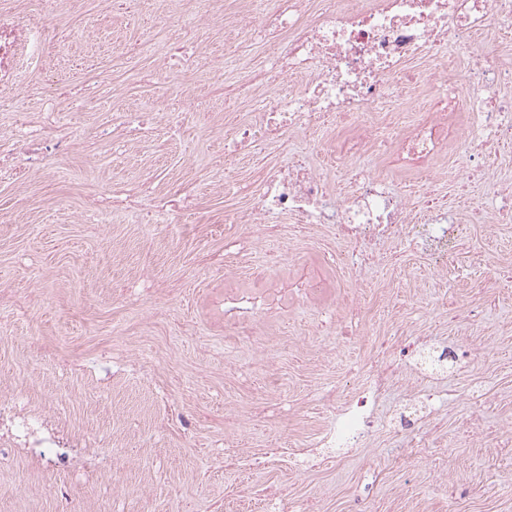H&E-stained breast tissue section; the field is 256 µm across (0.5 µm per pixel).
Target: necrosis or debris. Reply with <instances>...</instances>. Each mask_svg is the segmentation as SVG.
I'll return each mask as SVG.
<instances>
[{
    "label": "necrosis or debris",
    "instance_id": "1",
    "mask_svg": "<svg viewBox=\"0 0 512 512\" xmlns=\"http://www.w3.org/2000/svg\"><path fill=\"white\" fill-rule=\"evenodd\" d=\"M259 3V33L273 54L268 69L244 76L224 92L226 103L258 104L254 122L235 130L233 149L262 141L280 150L286 148L290 130L334 123L343 130L334 150L336 164L348 177L346 196L337 197L309 163L311 153L324 149L319 140L290 152L286 166L271 169L250 190L257 215L267 220L265 232L279 234L276 220L286 216L313 233L335 227L339 237L357 245L405 242L428 256L447 253L455 236L456 208L431 200L418 214L407 216L405 199L413 183L392 193L379 174L357 161L381 157L390 168L425 176L453 150L482 161L512 149V108L492 91L498 64L477 61L466 80L452 72L447 83L431 86L409 68L415 59L448 44L464 45L488 27L512 28V0H321L315 11L309 0ZM64 50L56 26L34 24L25 0L0 11L1 89L32 94L31 86L17 81L18 58L49 62ZM283 76L296 79V87L279 89ZM423 86L429 89L427 108L381 133L376 119L381 106L405 102L413 89ZM58 124L52 109L39 128L26 112L15 111L7 137L18 158L0 163V177L24 181L25 158L43 154L47 147L68 153L70 140L48 139ZM391 377L390 369L373 370L341 402L334 393L325 394L330 412L314 444L327 449V462H335V449L355 447L366 437L373 408ZM0 430L5 433L0 446L23 447L38 469L47 472L71 466L78 449L92 445L88 434L67 433L43 414L22 416L2 403Z\"/></svg>",
    "mask_w": 512,
    "mask_h": 512
}]
</instances>
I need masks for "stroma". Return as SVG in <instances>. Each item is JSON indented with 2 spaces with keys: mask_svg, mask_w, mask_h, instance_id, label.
Segmentation results:
<instances>
[{
  "mask_svg": "<svg viewBox=\"0 0 512 512\" xmlns=\"http://www.w3.org/2000/svg\"><path fill=\"white\" fill-rule=\"evenodd\" d=\"M163 7L166 25L156 21ZM40 17L69 50L22 68L38 93L17 106L39 126L53 96L57 133L78 148L45 152L23 184L0 182V400L42 409L98 446L48 474L23 449L0 453V512H231L274 485L291 512H512V282L487 283L491 269H512V223L476 218L512 186V157L490 160L457 200L461 246L448 252L449 271L384 242L342 272L328 259L343 245L332 231L317 245L288 229L267 237L249 219L247 186L285 153L224 156L225 138L254 112L225 106L217 88L269 60L244 34L254 24L246 0H141L133 19L77 0ZM486 49L512 62V38L478 39L414 67L440 84ZM176 97L174 133L163 115ZM127 112L152 113V127L113 144L104 131ZM227 169L242 192L224 194ZM116 183L144 204L142 185L164 194L193 184L196 212L173 227L84 223ZM307 278L320 284L311 301L296 290ZM232 293L260 304L262 330L275 337L265 355L225 320ZM390 338L427 351L446 344L459 358L441 372L419 357L393 360L397 379L364 442L323 462L312 445L321 394L361 383ZM405 406L423 442L388 426ZM230 446L306 454L285 472H241L224 467Z\"/></svg>",
  "mask_w": 512,
  "mask_h": 512,
  "instance_id": "stroma-1",
  "label": "stroma"
}]
</instances>
